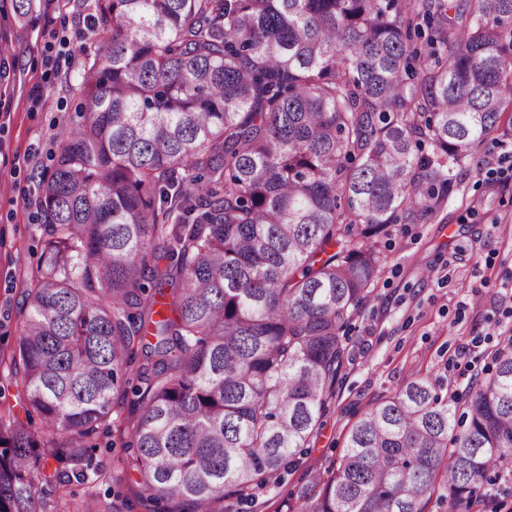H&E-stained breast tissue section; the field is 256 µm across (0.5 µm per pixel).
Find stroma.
Here are the masks:
<instances>
[{
  "label": "stroma",
  "mask_w": 512,
  "mask_h": 512,
  "mask_svg": "<svg viewBox=\"0 0 512 512\" xmlns=\"http://www.w3.org/2000/svg\"><path fill=\"white\" fill-rule=\"evenodd\" d=\"M18 16L0 10V350L19 334L18 308L36 268L35 238L42 174L52 164L81 102L86 56L96 43L87 22L103 0H29ZM66 41V63L51 66L48 44ZM481 171L462 175L459 192L434 219L402 224L386 244L387 265L348 332L350 356L326 402L321 425L298 465L280 484L258 491L244 512H296L317 478L339 461L351 424L373 402L415 375L442 378L449 391H464L480 376L503 333L512 331L501 298L512 280V146L488 147ZM452 226L445 234L444 226ZM484 343L468 375L453 369L473 338ZM94 482L72 480L58 492L76 507L95 498L101 512H152L140 499L123 460L128 451L111 431L97 438Z\"/></svg>",
  "instance_id": "stroma-1"
}]
</instances>
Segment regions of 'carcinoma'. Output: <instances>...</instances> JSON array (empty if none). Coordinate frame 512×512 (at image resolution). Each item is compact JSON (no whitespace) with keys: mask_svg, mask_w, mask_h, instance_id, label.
<instances>
[{"mask_svg":"<svg viewBox=\"0 0 512 512\" xmlns=\"http://www.w3.org/2000/svg\"><path fill=\"white\" fill-rule=\"evenodd\" d=\"M100 27L38 183L0 512H49L102 426L143 499L236 512L318 430L382 241L512 137V0H107ZM508 467L512 336L460 395L373 403L299 512H471Z\"/></svg>","mask_w":512,"mask_h":512,"instance_id":"cac0c4a2","label":"carcinoma"}]
</instances>
